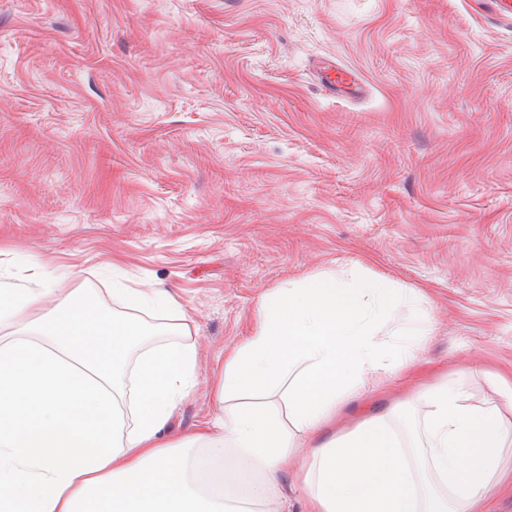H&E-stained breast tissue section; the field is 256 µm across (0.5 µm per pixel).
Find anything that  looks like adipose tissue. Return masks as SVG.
<instances>
[{"label": "adipose tissue", "mask_w": 512, "mask_h": 512, "mask_svg": "<svg viewBox=\"0 0 512 512\" xmlns=\"http://www.w3.org/2000/svg\"><path fill=\"white\" fill-rule=\"evenodd\" d=\"M119 294L128 315L81 288L0 286V512H266L292 467L306 512H484L493 492L512 491V390L479 406L452 373L408 394L405 404L425 408L422 449L401 446L387 412L337 433L346 402L403 378L423 350L418 329L375 340L374 322L403 300L385 278L314 277L262 293L251 336L224 362L217 412L187 447L163 431L192 394L194 315L165 290ZM150 313L175 343L143 348ZM283 386L291 428L236 403Z\"/></svg>", "instance_id": "ef3b65f1"}]
</instances>
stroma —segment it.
Listing matches in <instances>:
<instances>
[{
	"label": "stroma",
	"mask_w": 512,
	"mask_h": 512,
	"mask_svg": "<svg viewBox=\"0 0 512 512\" xmlns=\"http://www.w3.org/2000/svg\"><path fill=\"white\" fill-rule=\"evenodd\" d=\"M366 84L330 97L314 64ZM383 276L430 327L410 384L512 369V24L478 0H0V282L162 288L213 417L260 293Z\"/></svg>",
	"instance_id": "35a3bbf8"
}]
</instances>
